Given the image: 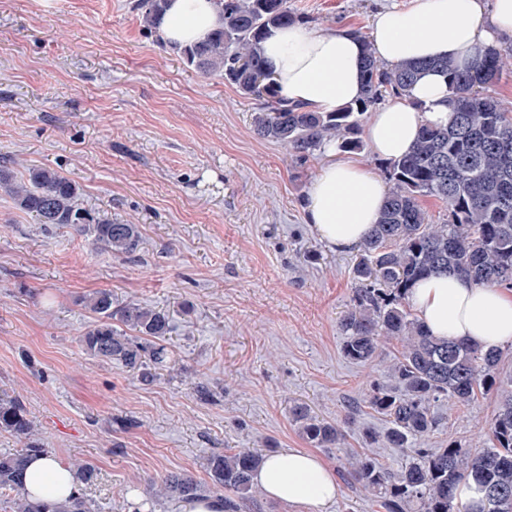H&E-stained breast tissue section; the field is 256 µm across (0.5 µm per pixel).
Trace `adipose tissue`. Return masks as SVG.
Returning a JSON list of instances; mask_svg holds the SVG:
<instances>
[{
  "mask_svg": "<svg viewBox=\"0 0 512 512\" xmlns=\"http://www.w3.org/2000/svg\"><path fill=\"white\" fill-rule=\"evenodd\" d=\"M221 24L213 0H169L158 22L172 45L202 40ZM512 39V0H411L374 19L373 48L379 61L445 57L464 66L490 46ZM278 95L314 112H333L363 93L364 48L349 31L301 24L273 30L263 43ZM452 91L448 78L425 73L408 94L397 95L367 124L365 136L381 158L404 155L426 124L447 123ZM327 161L313 179L306 221L333 249L357 246L388 193L385 183L358 160L326 149ZM409 304L432 336L463 341L481 350L512 344V292L478 287L452 275L418 282ZM34 504L70 497L77 490L70 466L51 455L33 458L20 477ZM266 495L283 504L331 505L339 495L332 471L315 454H272L253 477Z\"/></svg>",
  "mask_w": 512,
  "mask_h": 512,
  "instance_id": "1",
  "label": "adipose tissue"
}]
</instances>
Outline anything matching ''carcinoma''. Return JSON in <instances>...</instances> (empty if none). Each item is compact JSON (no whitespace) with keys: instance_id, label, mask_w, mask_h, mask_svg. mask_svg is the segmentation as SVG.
<instances>
[{"instance_id":"carcinoma-1","label":"carcinoma","mask_w":512,"mask_h":512,"mask_svg":"<svg viewBox=\"0 0 512 512\" xmlns=\"http://www.w3.org/2000/svg\"><path fill=\"white\" fill-rule=\"evenodd\" d=\"M166 2L137 0L134 8L145 28L155 29ZM213 4L221 27L178 49L180 57L200 74L222 77L255 101L256 134L281 144L298 161L328 143L340 152L364 151L361 126L378 101L407 91L428 69L450 78L448 123L424 126L405 156L381 163L391 190L358 247L353 297L340 319L341 350L356 364L387 362L393 384L371 386L368 403L389 427L382 436L365 432L368 450L350 457L348 467L384 512H462L457 489L469 480L482 493L477 512H512V373L503 372L502 351L436 338L407 308L413 285L437 273L478 286L512 288V110L493 93L512 52L491 48L466 68L447 59L384 65L372 43L355 30L365 45L362 98L334 112H312L278 97L263 57L262 44L271 29L303 21L290 0ZM0 189L38 223L88 234L93 245L114 257L132 256L142 240L140 225L98 219L80 207L81 186L57 169L35 166L17 172L0 164ZM425 198L445 206L444 223L430 222ZM81 303L95 315L81 337L91 356L136 371L145 382L167 366L163 341L172 326L164 311L134 301L119 303L107 290L90 293ZM114 320L124 329H116ZM391 341L398 350L387 360L383 348ZM479 393L497 397L487 446L450 441L425 447L440 426L432 405L468 403ZM290 416L311 446H344L345 428L318 419L307 406H293ZM0 431L26 442L20 450L0 453V497H9L11 512H92L80 493L42 508L23 497L19 484L26 461L47 449L34 439V423L20 400L0 398ZM381 437L399 457L394 466L370 450ZM261 462L262 456L248 448L213 450L206 457L210 485L167 475L160 494L187 500L214 488L224 491V512H242L255 500L252 475Z\"/></svg>"}]
</instances>
